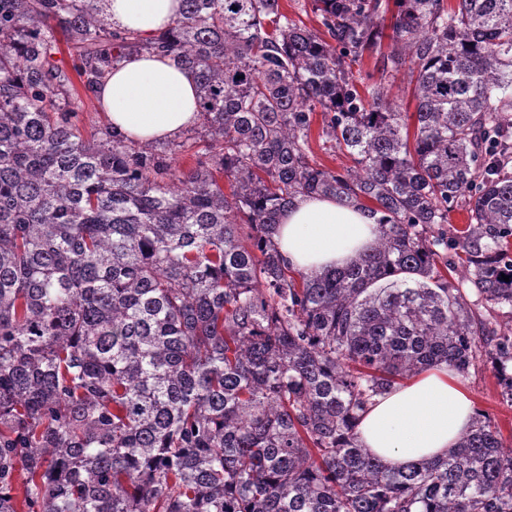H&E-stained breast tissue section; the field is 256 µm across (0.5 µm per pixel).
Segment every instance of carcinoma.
<instances>
[{
	"mask_svg": "<svg viewBox=\"0 0 512 512\" xmlns=\"http://www.w3.org/2000/svg\"><path fill=\"white\" fill-rule=\"evenodd\" d=\"M96 2L0 0V512H512V444L479 410L396 468L356 435L442 363L486 357L512 403L487 318L512 314V0H311L317 29L280 0H181L150 39ZM143 51L194 73V142L81 133L78 88ZM317 112L343 174L312 159ZM299 196L369 212L374 246L291 269L273 234ZM385 92L389 99L402 103L408 112H415V103L410 99L407 79L403 73L399 74L393 82L385 85Z\"/></svg>",
	"mask_w": 512,
	"mask_h": 512,
	"instance_id": "carcinoma-1",
	"label": "carcinoma"
}]
</instances>
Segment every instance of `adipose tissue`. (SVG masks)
<instances>
[{
	"instance_id": "1",
	"label": "adipose tissue",
	"mask_w": 512,
	"mask_h": 512,
	"mask_svg": "<svg viewBox=\"0 0 512 512\" xmlns=\"http://www.w3.org/2000/svg\"><path fill=\"white\" fill-rule=\"evenodd\" d=\"M109 19L149 38L179 15L181 0H102ZM107 121L141 142L178 137L198 117L196 79L170 59L131 57L96 91ZM367 212L333 198L298 199L283 212L275 243L288 264L316 274L343 267L375 242ZM475 407L458 374L441 364L377 397L357 427L362 447L387 467L447 456L472 425Z\"/></svg>"
}]
</instances>
